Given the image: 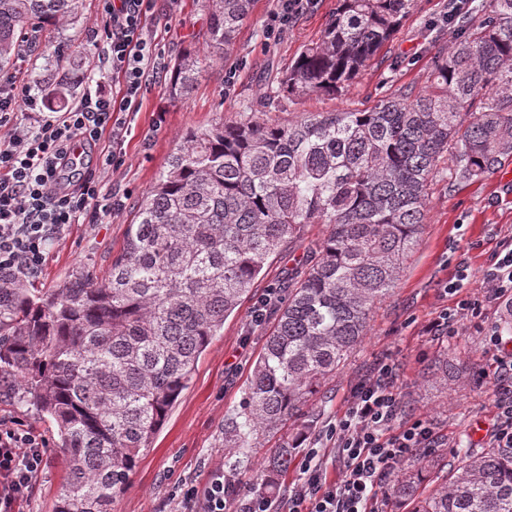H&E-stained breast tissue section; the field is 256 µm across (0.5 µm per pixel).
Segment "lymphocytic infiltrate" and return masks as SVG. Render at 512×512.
Returning a JSON list of instances; mask_svg holds the SVG:
<instances>
[{
	"label": "lymphocytic infiltrate",
	"mask_w": 512,
	"mask_h": 512,
	"mask_svg": "<svg viewBox=\"0 0 512 512\" xmlns=\"http://www.w3.org/2000/svg\"><path fill=\"white\" fill-rule=\"evenodd\" d=\"M103 54L100 71L116 80L112 92L97 91L57 116L45 115L46 101L33 88L23 62L34 47L18 43L19 67L0 72V288L21 278L37 277L51 244L69 225L88 217L111 215L115 202L105 194L101 172L124 162L128 117L138 112L145 95L165 69L158 34L147 18L153 0H103ZM37 118L18 122V112ZM99 148L101 166L61 180L75 148ZM466 273L444 282L453 306L436 312L426 327L435 336L458 335L465 320L485 317L488 310L512 298V237L502 240L483 272L481 292L464 291ZM487 349L497 363L491 397L495 407L488 432L491 448H512V341L495 325H487ZM395 364L377 361L353 388L345 413L328 423L341 466L328 478L320 449H305L301 476L286 496H249L245 512H383L379 490L383 480L399 471L437 438L430 420L400 423L402 397ZM43 438L18 425L0 423V512H17L18 502L37 477L43 462ZM235 473L212 471L205 484L186 481L171 499L173 512H228L238 497Z\"/></svg>",
	"instance_id": "lymphocytic-infiltrate-1"
}]
</instances>
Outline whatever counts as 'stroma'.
I'll return each mask as SVG.
<instances>
[{
  "label": "stroma",
  "mask_w": 512,
  "mask_h": 512,
  "mask_svg": "<svg viewBox=\"0 0 512 512\" xmlns=\"http://www.w3.org/2000/svg\"><path fill=\"white\" fill-rule=\"evenodd\" d=\"M447 6L448 0H413L409 13L376 59L340 94L281 99L278 107L267 111V119L288 124L305 112L364 110L399 88L429 86L435 45L449 46L457 38L454 29L447 27L438 33L431 28ZM336 7L337 0H311L280 38L274 39L267 30L279 9L277 0H254L248 20L223 60L207 62L189 95L172 99L167 79H160L131 122L124 165L105 178L120 206L105 223L71 225L52 244L41 275L25 279V287L57 288L80 273L106 276L113 256L123 247L141 195L181 146L185 132L218 117L231 122L243 113L257 111L258 88L274 85L303 46L321 40ZM149 23L160 32L166 63H173L184 51L206 46L202 0H154ZM101 24L99 0H83L77 18L42 33L39 47L26 61L30 79L59 72L53 47L77 35L84 44L88 90L110 89L111 80L96 69L103 44L95 33ZM324 232V225H309L304 240L270 257L255 293L243 297L200 357L165 425L142 452L125 489L113 498L112 512H171L170 494L175 484L185 479L206 481L211 470L221 465L236 470L242 494L256 492L261 476L269 469L273 448L282 438L299 432L300 425L292 421L280 434L260 437L245 456L224 445V421L241 410L248 378L269 330L268 324L253 321L254 303L257 294L281 287L289 270L305 259L308 241ZM510 236L511 158L478 180L454 181L444 169L433 177L423 233L394 292L376 305L361 345L308 406L316 417L308 432L316 447H326V426L346 410L353 385L379 359L387 357L400 366L405 417L432 421L445 443L441 451L445 463L456 465L459 449H483L486 439L475 436L473 429L492 424L494 408L487 391L496 371L484 336L473 321L452 338H433L425 327L433 313L448 303L440 282L456 275L458 266L463 265L469 275L466 289L480 291L484 269L499 242ZM441 358L448 361L444 387L432 377V368ZM0 420L21 423L46 440L42 468L19 510L53 512L65 474L63 454L53 446L56 424L14 396L0 398Z\"/></svg>",
  "instance_id": "stroma-1"
}]
</instances>
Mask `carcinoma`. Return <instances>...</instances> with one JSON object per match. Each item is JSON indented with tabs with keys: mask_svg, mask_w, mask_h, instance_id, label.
I'll return each mask as SVG.
<instances>
[{
	"mask_svg": "<svg viewBox=\"0 0 512 512\" xmlns=\"http://www.w3.org/2000/svg\"><path fill=\"white\" fill-rule=\"evenodd\" d=\"M479 14L448 3L458 38L431 57L427 90L404 88L366 110L308 112L274 125L250 112L188 131L138 202L108 275L62 287L0 288V393L58 425L66 464L53 512H110L141 449L151 446L201 354L256 287L267 259L310 224L326 234L288 273V303L268 305L273 327L241 412L224 421V447L247 448L307 403L367 333L371 311L396 287L425 224L429 179H479L512 155V0ZM253 0H204L207 54L169 67V92L193 89L204 61L224 58ZM80 0H0V66L23 31L37 34L79 12ZM411 0H339L321 42L306 45L278 80L289 97L334 96L380 52ZM71 62L75 41L54 45ZM68 73L48 101L62 104ZM294 441L273 449L259 493L276 490ZM420 452L391 495L412 512H512V448L463 450L444 482Z\"/></svg>",
	"mask_w": 512,
	"mask_h": 512,
	"instance_id": "cac0c4a2",
	"label": "carcinoma"
}]
</instances>
